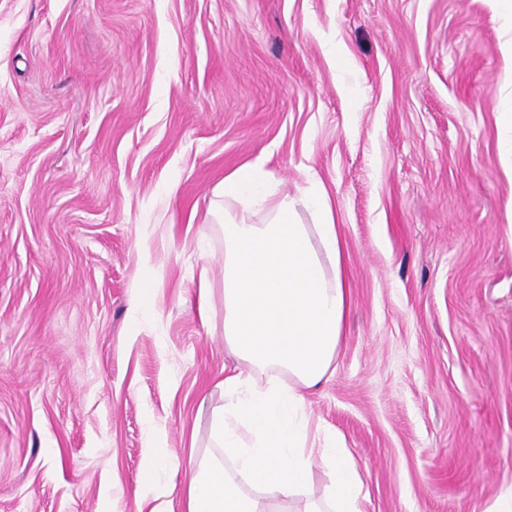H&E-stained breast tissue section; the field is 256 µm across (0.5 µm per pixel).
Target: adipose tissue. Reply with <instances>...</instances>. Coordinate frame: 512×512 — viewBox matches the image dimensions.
<instances>
[{"instance_id":"adipose-tissue-1","label":"adipose tissue","mask_w":512,"mask_h":512,"mask_svg":"<svg viewBox=\"0 0 512 512\" xmlns=\"http://www.w3.org/2000/svg\"><path fill=\"white\" fill-rule=\"evenodd\" d=\"M224 344L237 366L221 382L218 456L186 484L187 512H365L367 493L336 437H320L305 394L326 381L349 310L342 245L328 199L299 202L261 164L224 179ZM265 375L257 384V375ZM324 498L307 496L316 465Z\"/></svg>"}]
</instances>
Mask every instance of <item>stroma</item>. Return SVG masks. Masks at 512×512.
<instances>
[{"label":"stroma","mask_w":512,"mask_h":512,"mask_svg":"<svg viewBox=\"0 0 512 512\" xmlns=\"http://www.w3.org/2000/svg\"><path fill=\"white\" fill-rule=\"evenodd\" d=\"M512 15L494 0H0V512H168L235 359L211 215L326 192L350 311L308 393L366 512L512 488ZM156 290L135 305L136 289Z\"/></svg>","instance_id":"stroma-1"}]
</instances>
